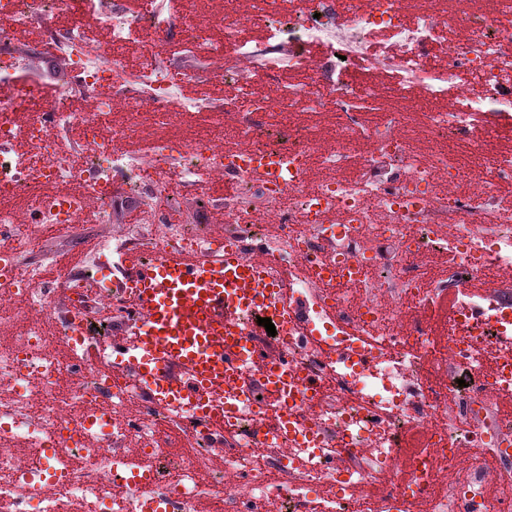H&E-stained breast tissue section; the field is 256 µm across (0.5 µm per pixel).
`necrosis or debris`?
<instances>
[{
  "label": "necrosis or debris",
  "instance_id": "obj_1",
  "mask_svg": "<svg viewBox=\"0 0 512 512\" xmlns=\"http://www.w3.org/2000/svg\"><path fill=\"white\" fill-rule=\"evenodd\" d=\"M189 5L143 0L132 15L109 0H0V18L19 26L79 13L64 34H44L74 76L52 102L45 81L24 72L34 48L0 31V78L13 80L0 95V223L10 227L0 233V323L44 314L22 335L0 336V512H512V412L493 406L512 397V210L501 201L512 154L491 149L512 129V0H251L216 20L237 58L223 74L237 89L224 102V134L157 144L148 159L189 176L202 165L223 172L234 151L238 189L224 199L223 243L267 263L300 311L285 328L270 318L272 336L258 324L262 309L243 328L320 382L291 431L257 368L244 370L231 399H216L234 402L232 417L206 427L184 403L130 389V365L106 352L97 310L122 311L132 295L106 294L93 274L116 279L127 250L195 249L205 233L170 223L104 240L114 262L90 256L87 275L65 288L40 273L41 229L110 223L113 180L142 183L112 124L117 107L150 102L162 125L202 112L181 96L188 73L157 62L174 20L187 50L211 55L217 41L190 21ZM90 26L105 28L107 41L91 42ZM245 32L287 46L301 82L253 88ZM133 42L144 47L135 82L124 61ZM100 88L108 94L91 111L74 110V98ZM417 90L433 104L421 125L407 112L360 124L357 101ZM171 102L180 113L167 111ZM298 104L334 112L327 149L316 129L284 123ZM60 131L83 151L94 215L81 196L53 191L72 175L56 149ZM422 135L435 150L414 149ZM268 156L283 174H259ZM439 255L451 259L444 279L427 266ZM447 300L448 328L436 339L423 315ZM67 424L79 432L66 439ZM417 434L425 448L407 454ZM215 448L216 470L206 461Z\"/></svg>",
  "mask_w": 512,
  "mask_h": 512
}]
</instances>
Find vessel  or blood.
<instances>
[{
    "label": "vessel or blood",
    "mask_w": 512,
    "mask_h": 512,
    "mask_svg": "<svg viewBox=\"0 0 512 512\" xmlns=\"http://www.w3.org/2000/svg\"><path fill=\"white\" fill-rule=\"evenodd\" d=\"M125 287L134 296L133 339H108L113 358H127L138 382L169 398L189 403L203 418L218 416L212 398L233 387L241 370L258 364L267 387L283 408L282 424L292 428L298 389L315 384L298 377L287 356L267 361L237 321L254 307L283 304L281 287L264 266L229 248L210 260L173 247H160L149 262L129 259Z\"/></svg>",
    "instance_id": "obj_1"
}]
</instances>
